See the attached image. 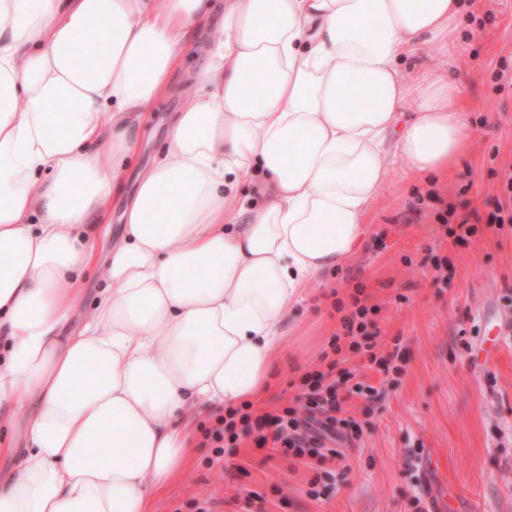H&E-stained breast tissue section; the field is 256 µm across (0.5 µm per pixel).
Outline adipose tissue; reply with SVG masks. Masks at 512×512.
I'll list each match as a JSON object with an SVG mask.
<instances>
[{
  "mask_svg": "<svg viewBox=\"0 0 512 512\" xmlns=\"http://www.w3.org/2000/svg\"><path fill=\"white\" fill-rule=\"evenodd\" d=\"M211 0H0V512H151L202 405L268 392L282 328L363 244L388 176L443 173L473 129L463 0H224L80 332L90 222L121 188ZM97 55L77 60L87 34ZM444 59L403 62L417 51ZM112 153L111 169L99 146ZM261 183L260 203L237 194Z\"/></svg>",
  "mask_w": 512,
  "mask_h": 512,
  "instance_id": "obj_1",
  "label": "adipose tissue"
}]
</instances>
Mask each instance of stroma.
Listing matches in <instances>:
<instances>
[{
	"mask_svg": "<svg viewBox=\"0 0 512 512\" xmlns=\"http://www.w3.org/2000/svg\"><path fill=\"white\" fill-rule=\"evenodd\" d=\"M457 73L475 131L468 154L448 174L409 177L389 162L383 189L367 212L370 234L359 251L309 287L284 327L288 354L278 361L260 416L301 392L350 314L356 292L398 350L395 371L361 365L342 350L334 376L346 409L362 428L356 447L336 462L270 455L240 437L220 461L197 446L187 469L152 502L178 512L192 499L215 512H512V230L491 217L512 171V0H481L461 22ZM170 96L148 121L142 148L120 175L122 193L92 238L97 265L84 275L86 303L104 288V264L120 237L122 213L138 174L157 159L173 112L191 82L173 78ZM475 215L477 234L458 241L437 215L447 206ZM378 389L366 404L351 381Z\"/></svg>",
	"mask_w": 512,
	"mask_h": 512,
	"instance_id": "35a3bbf8",
	"label": "stroma"
}]
</instances>
